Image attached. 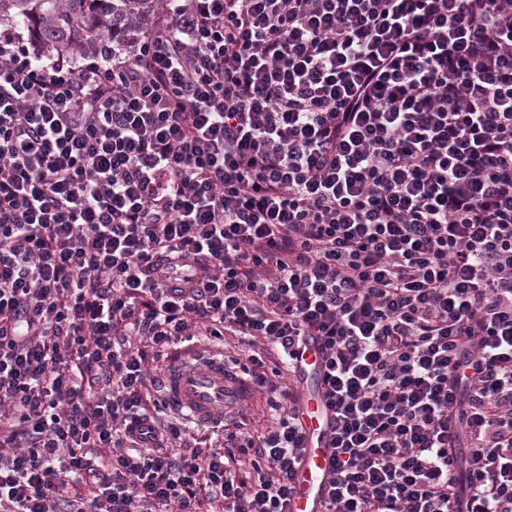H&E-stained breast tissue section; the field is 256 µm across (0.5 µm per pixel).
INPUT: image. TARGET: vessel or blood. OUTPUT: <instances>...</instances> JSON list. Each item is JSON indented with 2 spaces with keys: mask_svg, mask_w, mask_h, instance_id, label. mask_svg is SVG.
I'll use <instances>...</instances> for the list:
<instances>
[{
  "mask_svg": "<svg viewBox=\"0 0 512 512\" xmlns=\"http://www.w3.org/2000/svg\"><path fill=\"white\" fill-rule=\"evenodd\" d=\"M164 386L176 407L201 426L223 419L225 408L235 405L246 389L218 356L176 367L166 375ZM301 419L309 436L308 452L286 512H322V490L333 469V456L328 446L329 418L317 396H310L302 406Z\"/></svg>",
  "mask_w": 512,
  "mask_h": 512,
  "instance_id": "vessel-or-blood-1",
  "label": "vessel or blood"
}]
</instances>
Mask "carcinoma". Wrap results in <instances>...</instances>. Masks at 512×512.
Instances as JSON below:
<instances>
[{"instance_id": "obj_1", "label": "carcinoma", "mask_w": 512, "mask_h": 512, "mask_svg": "<svg viewBox=\"0 0 512 512\" xmlns=\"http://www.w3.org/2000/svg\"><path fill=\"white\" fill-rule=\"evenodd\" d=\"M153 0H0V19L30 29L34 38L61 54L82 53L106 34L123 41L146 18Z\"/></svg>"}]
</instances>
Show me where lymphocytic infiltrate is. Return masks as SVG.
I'll return each mask as SVG.
<instances>
[{"label":"lymphocytic infiltrate","mask_w":512,"mask_h":512,"mask_svg":"<svg viewBox=\"0 0 512 512\" xmlns=\"http://www.w3.org/2000/svg\"><path fill=\"white\" fill-rule=\"evenodd\" d=\"M240 337L277 423L193 444L148 349ZM512 512V0H159L0 34V512ZM154 0H0V19L30 29L48 49L63 54L82 53L107 34L113 41L128 40L132 25L146 18ZM105 40V41H104ZM301 419L309 435L308 452L295 478V493L286 512H323L322 490L333 469L329 418L317 396L311 395L301 408Z\"/></svg>","instance_id":"lymphocytic-infiltrate-1"}]
</instances>
